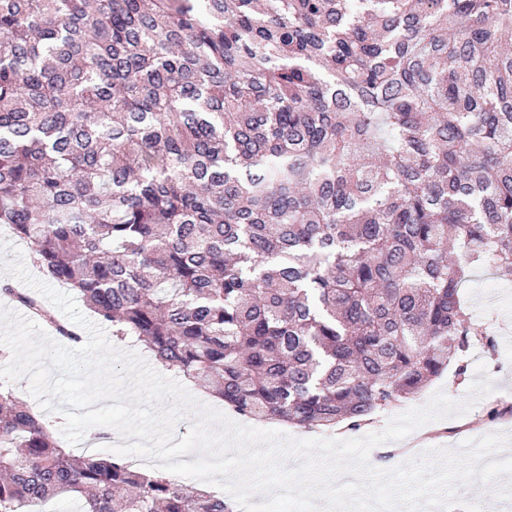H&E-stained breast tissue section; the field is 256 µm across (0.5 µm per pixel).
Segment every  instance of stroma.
Returning a JSON list of instances; mask_svg holds the SVG:
<instances>
[{
    "label": "stroma",
    "mask_w": 512,
    "mask_h": 512,
    "mask_svg": "<svg viewBox=\"0 0 512 512\" xmlns=\"http://www.w3.org/2000/svg\"><path fill=\"white\" fill-rule=\"evenodd\" d=\"M465 299L480 328L492 331L497 341L494 353L484 354L480 364L470 366L465 378L454 370H446L421 396L411 400V407L424 406L436 392L462 402L468 399L471 386L479 379H488L493 391L479 399L463 415L431 421L433 434L423 446L406 453L404 441L386 442L374 447L369 455L373 467L389 469L409 461L411 455H422L432 448L459 449L462 442L490 433L503 435L512 442V416L490 420L489 405L512 404V281H502L489 272L477 271L464 290Z\"/></svg>",
    "instance_id": "35a3bbf8"
}]
</instances>
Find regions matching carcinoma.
Listing matches in <instances>:
<instances>
[{"mask_svg": "<svg viewBox=\"0 0 512 512\" xmlns=\"http://www.w3.org/2000/svg\"><path fill=\"white\" fill-rule=\"evenodd\" d=\"M512 0H0V224L224 408L359 430L512 278ZM0 293L59 338L37 296ZM232 512L0 388V512ZM1 384V383H0ZM27 384H28V377H24L22 380H20L16 384H1L4 388L8 387L12 390L17 391L21 395V399L26 401V404L29 407H32L33 410L39 412L41 415H43L49 422L55 425V435L57 439L60 441L62 445H66L68 449L72 451L74 455H81L84 453H99V454H109L112 453L107 450H100L97 449L98 447H104V446H110L112 445V439L113 444H126V440L124 439H115L113 438V435H118L117 432L109 427L104 426H96L90 428L84 437V440L79 445H72L70 444L63 436L61 432V427L63 424V419L60 414L58 413H46L41 409L37 401L28 393L27 391ZM98 430H104L108 431L109 433V439L108 442L105 443V445L99 444L98 440L93 439L94 432Z\"/></svg>", "mask_w": 512, "mask_h": 512, "instance_id": "obj_1", "label": "carcinoma"}]
</instances>
